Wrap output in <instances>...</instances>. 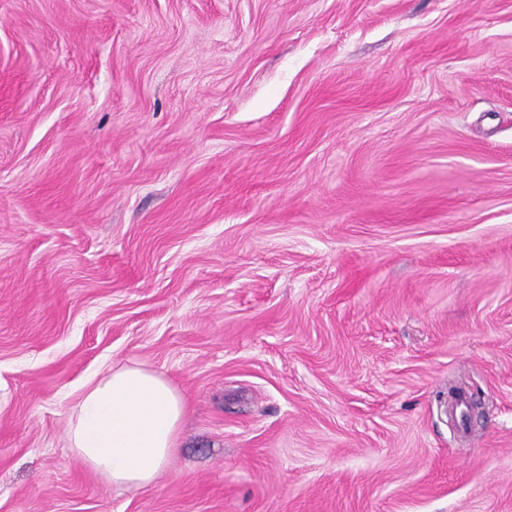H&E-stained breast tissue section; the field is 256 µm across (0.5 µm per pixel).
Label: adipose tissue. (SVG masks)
<instances>
[{
  "label": "adipose tissue",
  "instance_id": "adipose-tissue-1",
  "mask_svg": "<svg viewBox=\"0 0 512 512\" xmlns=\"http://www.w3.org/2000/svg\"><path fill=\"white\" fill-rule=\"evenodd\" d=\"M186 413L184 395L163 374L115 365L83 387L69 412L66 439L107 482L146 488L170 463Z\"/></svg>",
  "mask_w": 512,
  "mask_h": 512
}]
</instances>
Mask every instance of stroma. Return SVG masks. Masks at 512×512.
Returning a JSON list of instances; mask_svg holds the SVG:
<instances>
[{"mask_svg":"<svg viewBox=\"0 0 512 512\" xmlns=\"http://www.w3.org/2000/svg\"><path fill=\"white\" fill-rule=\"evenodd\" d=\"M0 512H512V0H0ZM186 413L184 395L163 374L115 365L83 387L70 408L66 439L107 482L146 488L170 463Z\"/></svg>","mask_w":512,"mask_h":512,"instance_id":"1","label":"stroma"}]
</instances>
